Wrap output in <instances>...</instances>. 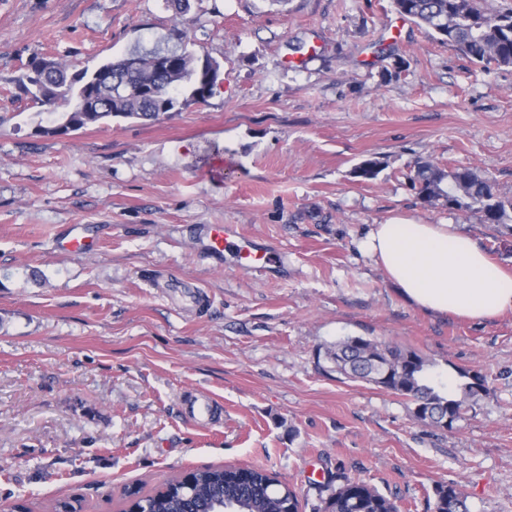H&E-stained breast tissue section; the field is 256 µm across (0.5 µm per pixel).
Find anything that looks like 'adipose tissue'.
<instances>
[{"label":"adipose tissue","mask_w":512,"mask_h":512,"mask_svg":"<svg viewBox=\"0 0 512 512\" xmlns=\"http://www.w3.org/2000/svg\"><path fill=\"white\" fill-rule=\"evenodd\" d=\"M364 249L425 312L485 321L512 311V275L455 225L393 218L372 227Z\"/></svg>","instance_id":"1"}]
</instances>
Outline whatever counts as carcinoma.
I'll return each instance as SVG.
<instances>
[{
	"label": "carcinoma",
	"instance_id": "1",
	"mask_svg": "<svg viewBox=\"0 0 512 512\" xmlns=\"http://www.w3.org/2000/svg\"><path fill=\"white\" fill-rule=\"evenodd\" d=\"M176 18L168 38L172 40L169 67L152 68L153 54L162 48L137 45L132 53L141 57L136 70L124 67L123 56L103 61L92 74L73 75L68 67L40 52H33L17 79L21 94L46 100L44 91L68 99L88 98L89 111L69 112L57 132L76 131L89 124H106L114 118L152 120L171 111V106L203 103L214 85L204 79L196 55L189 49L193 21L186 18L189 0H172ZM397 12L433 30L439 39L483 65H512V8L488 13L479 0H394ZM426 202L440 199L450 209L478 206L488 224L512 223V200L501 198L490 179L469 168L443 170L429 161L417 164L411 177ZM336 371L410 399L415 417L425 423L453 424L466 412L468 401L485 391L484 380L462 387L463 396H445L431 385L426 360L417 352L363 337H349L326 350ZM327 492L322 512H397L394 502L375 488L336 469V475L321 485ZM435 512H467L465 497L457 485L435 486ZM146 512H211L224 504V512H299L295 491L261 468L203 467L194 482L173 493H155L143 498Z\"/></svg>",
	"mask_w": 512,
	"mask_h": 512
}]
</instances>
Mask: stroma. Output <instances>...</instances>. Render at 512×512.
<instances>
[{"label":"stroma","mask_w":512,"mask_h":512,"mask_svg":"<svg viewBox=\"0 0 512 512\" xmlns=\"http://www.w3.org/2000/svg\"><path fill=\"white\" fill-rule=\"evenodd\" d=\"M193 49L221 65L206 102L64 134L66 105L15 96L34 49L95 69L166 37L163 0H0V504L120 512L172 475L268 469L317 512L337 468L435 512H512V312L476 323L406 302L362 249L402 216L453 224L512 274V224L424 202L414 165L471 167L512 199V65L484 66L393 0H191ZM319 45L299 68L286 58ZM381 161L372 180L364 159ZM234 224L287 271L201 249ZM97 248L68 253L70 233ZM397 344L431 379L481 375L452 428L336 372L327 346ZM208 394L210 424L184 414ZM435 512H467L465 497L454 483L437 484L434 489Z\"/></svg>","instance_id":"1"}]
</instances>
